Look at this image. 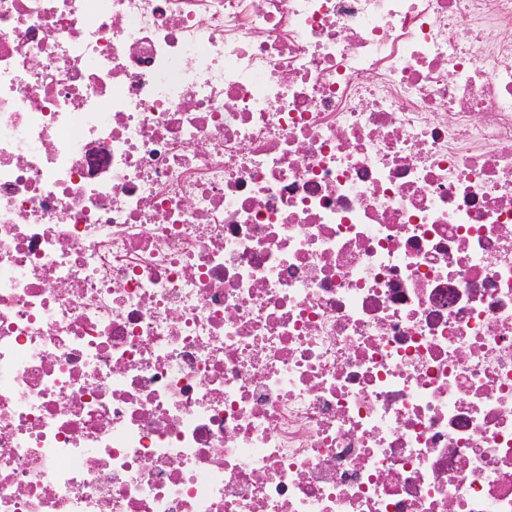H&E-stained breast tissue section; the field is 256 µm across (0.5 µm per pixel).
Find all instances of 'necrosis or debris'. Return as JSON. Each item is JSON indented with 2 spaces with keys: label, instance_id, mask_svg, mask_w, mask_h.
Instances as JSON below:
<instances>
[{
  "label": "necrosis or debris",
  "instance_id": "4bbe7bcc",
  "mask_svg": "<svg viewBox=\"0 0 512 512\" xmlns=\"http://www.w3.org/2000/svg\"><path fill=\"white\" fill-rule=\"evenodd\" d=\"M0 512H512V0H0Z\"/></svg>",
  "mask_w": 512,
  "mask_h": 512
}]
</instances>
